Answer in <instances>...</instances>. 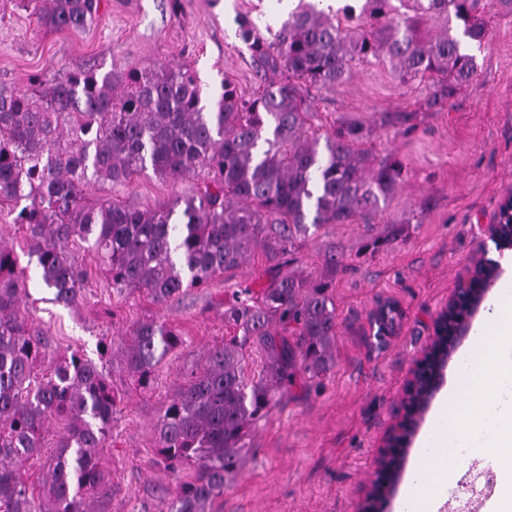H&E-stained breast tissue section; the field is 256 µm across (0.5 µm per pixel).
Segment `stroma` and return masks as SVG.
Listing matches in <instances>:
<instances>
[{
  "instance_id": "1",
  "label": "stroma",
  "mask_w": 512,
  "mask_h": 512,
  "mask_svg": "<svg viewBox=\"0 0 512 512\" xmlns=\"http://www.w3.org/2000/svg\"><path fill=\"white\" fill-rule=\"evenodd\" d=\"M277 0H109L99 22L83 30L40 26L28 0H0V87L29 89L32 76L53 80L75 69L120 71L137 65L194 70L206 100L221 94L223 80L252 94L262 81L237 19L278 30L285 18ZM488 42L475 50L477 76L450 97L433 101L432 79L401 83L386 59L353 63L348 81L327 89L305 86L307 125L318 134L343 122L372 129L366 142L377 156L398 155L402 181L373 223L355 220L310 229L291 251L269 260L255 246L242 262L199 288L164 303L139 293L119 294L102 266L91 273L76 305L54 302L21 234L0 215V243L13 248L26 269L21 310L50 336L57 351L81 350L104 360L116 397L112 430L101 453L102 491L89 495L91 512H167L177 479L158 452L157 425L191 376L233 330L224 305L234 295L260 291L275 278L320 279L335 267L334 364L306 387H282L277 403L244 440L243 465L210 512H359L376 479V461L403 414L406 383L429 343L434 320L471 262L497 258L484 227L512 194V9L485 0ZM200 177L178 182L147 171L123 185L88 188L90 196L153 209L197 192ZM388 245L367 251L371 237ZM397 302V330L377 345L369 334L376 302ZM157 321L181 336L149 385H139L126 364L135 324ZM107 357H100V343ZM498 464L473 453L465 471L449 476L439 512H481L490 494L483 474Z\"/></svg>"
}]
</instances>
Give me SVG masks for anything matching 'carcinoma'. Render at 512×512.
<instances>
[{"mask_svg": "<svg viewBox=\"0 0 512 512\" xmlns=\"http://www.w3.org/2000/svg\"><path fill=\"white\" fill-rule=\"evenodd\" d=\"M32 2L37 21L55 31L85 29L105 10V0ZM482 9V0H364L359 9L335 10L299 0L271 37L242 18L238 36L260 71L286 80L252 96L226 80L210 107L182 66L76 70L51 82L34 77L21 93L0 89V213L12 217L43 283L67 306L89 279L76 252L83 243L112 289L164 302L237 266L259 244L281 253L312 227L375 215L403 179L402 161L362 148L368 130L357 122L305 137L309 106L300 84L333 87L353 62L383 56L402 82L436 74L446 82L439 95H449L473 79L474 58L450 28L424 39L421 21L453 17L464 37L480 43L487 37ZM148 168L174 181L201 172L203 187L157 209L85 197L89 182L124 184ZM20 272L18 255L0 243V512H89L82 490L102 484L98 455L116 398L80 351L50 357V338L20 312ZM331 286L329 275L313 283L288 275L257 301L225 306L224 321L238 335L210 354L158 425L169 471L195 469L168 512H206L236 476L248 429L280 388L301 372L330 370ZM178 342L164 324L136 325L127 364L137 381L148 383ZM245 346L260 358L251 379ZM52 417L66 421V433L37 486L23 471L43 448ZM39 495L49 508L36 506Z\"/></svg>", "mask_w": 512, "mask_h": 512, "instance_id": "carcinoma-1", "label": "carcinoma"}]
</instances>
